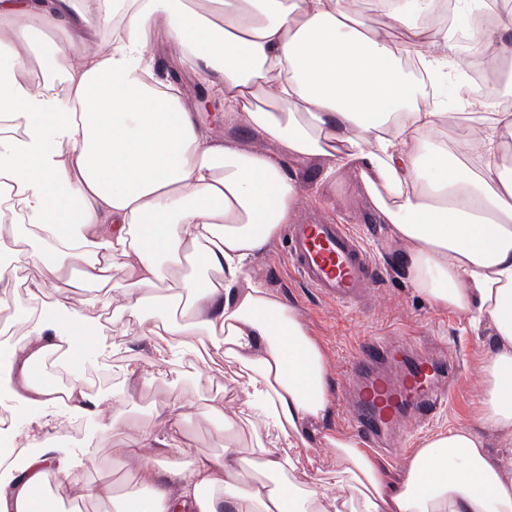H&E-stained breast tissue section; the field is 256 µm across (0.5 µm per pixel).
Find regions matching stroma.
<instances>
[{"label": "stroma", "instance_id": "1", "mask_svg": "<svg viewBox=\"0 0 512 512\" xmlns=\"http://www.w3.org/2000/svg\"><path fill=\"white\" fill-rule=\"evenodd\" d=\"M157 66L163 73H176L178 86L187 107H195L202 83L189 67L180 64L176 53L156 43L152 46ZM289 172L302 187V198L296 210L297 220L347 224L360 236L379 271L378 280L361 296L358 303L344 307L324 299L289 271L284 251L285 235H278L264 254L256 258L250 275L273 288L293 305L307 329L324 351L330 391L329 413L316 425L311 439L318 457L327 458L331 448L322 436L339 431L357 436L348 404L349 381L346 365L360 342L369 336H413L416 351H432L455 360L459 383L452 396L428 419L413 423L409 435H393L388 439L398 456L379 457L378 462L391 481H400L412 451L434 432L471 423L481 393L480 360L492 345L490 327H473L467 316L433 305L418 289L413 288L404 271L408 255L406 244L398 241L389 225L379 222L367 199L350 176L339 181L323 179L319 166L311 161L290 163ZM147 345L135 331H118L113 346L107 350L86 347L76 365L85 386L102 405L112 403L113 393H123L125 402L114 412L112 431H104V419L93 411L60 416L47 409H32L0 389V400L8 401L14 414L19 437L39 431L53 441L58 457L82 464L88 479L108 486L132 480L136 464L116 465L110 448L120 442L125 425L131 421L151 424L163 431L164 422L155 413L159 401L171 395L189 396L193 410L188 417L189 451L216 457L224 455V431L219 416L210 414L212 397L227 406H235L237 392L224 384L223 360L211 365L208 379L198 377V360L186 354L172 373L157 376L149 386L137 383L128 368L143 362Z\"/></svg>", "mask_w": 512, "mask_h": 512}]
</instances>
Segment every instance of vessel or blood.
Wrapping results in <instances>:
<instances>
[{"mask_svg":"<svg viewBox=\"0 0 512 512\" xmlns=\"http://www.w3.org/2000/svg\"><path fill=\"white\" fill-rule=\"evenodd\" d=\"M287 255L304 283L340 304L355 301L376 278L361 242L343 224H291ZM398 355L396 339L372 338L362 343L348 370L357 428L376 444L382 443L384 432L400 425L407 410L421 412L439 405L454 381L451 369L434 360L403 375L376 370L378 360Z\"/></svg>","mask_w":512,"mask_h":512,"instance_id":"obj_1","label":"vessel or blood"}]
</instances>
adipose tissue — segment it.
<instances>
[{
    "label": "adipose tissue",
    "mask_w": 512,
    "mask_h": 512,
    "mask_svg": "<svg viewBox=\"0 0 512 512\" xmlns=\"http://www.w3.org/2000/svg\"><path fill=\"white\" fill-rule=\"evenodd\" d=\"M211 2L221 24L177 0H0V310L35 307L26 332L0 345V386L35 408L98 410L75 357L133 325L150 355L130 377L151 384L185 352L198 353L203 377L214 354L241 394L231 415L213 407L224 416L223 458L182 447L187 401L168 397L158 406L163 438L133 421L112 448L123 463L163 448L137 482L102 494L47 446L0 469V512H37L31 490L53 478L113 512H512V478L486 440H512V169L495 148L512 110L494 89L467 84L449 155L437 136L444 106L419 107L399 63L416 59L437 85L461 71L453 36L425 22L441 0H378L382 32L347 0ZM398 27L399 43L390 35ZM104 30L107 47L85 52ZM157 38L220 85L226 120L246 118L278 154L211 138L206 112L185 106L147 54ZM34 64L42 83L27 78ZM303 158L321 162L325 178L354 177L409 244L414 288L493 330L472 425L423 439L397 484L339 432L324 436L328 462L308 461L317 478H291L293 450L309 447L330 404L325 355L296 309L249 268L293 221L299 186L286 162ZM33 239L49 255L29 250ZM23 264L48 267L54 284H20ZM77 288L111 289V318L89 316ZM52 357L69 376L64 387L30 377ZM242 421L272 430L275 447L239 448Z\"/></svg>",
    "instance_id": "adipose-tissue-1"
}]
</instances>
